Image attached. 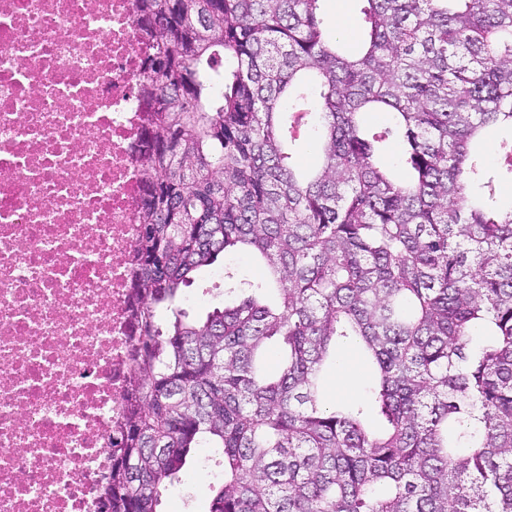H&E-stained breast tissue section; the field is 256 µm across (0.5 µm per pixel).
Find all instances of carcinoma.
<instances>
[{"instance_id": "1", "label": "carcinoma", "mask_w": 512, "mask_h": 512, "mask_svg": "<svg viewBox=\"0 0 512 512\" xmlns=\"http://www.w3.org/2000/svg\"><path fill=\"white\" fill-rule=\"evenodd\" d=\"M322 2L138 0L150 177L98 512H157L199 448L209 512H512V137L476 150L512 131V0H365L354 55ZM237 250L261 278L190 316ZM338 343L377 366L363 402L324 397ZM224 265H230L234 267L239 272L240 279H252L257 275V270L254 263L250 261L246 256L225 255L224 260L221 258L220 262L214 265L212 270H204L200 272L197 276V282L191 287L185 289L183 307L187 309L191 316L205 315V313L212 309V307L224 304V295L222 293L217 294V291H215L214 295L209 294L208 299L205 302L194 303L202 302L207 297L206 294H200L201 290L197 288L198 283H201L203 280L212 279L213 272L217 270L224 271ZM191 295H195L193 298L194 302H191L190 300Z\"/></svg>"}]
</instances>
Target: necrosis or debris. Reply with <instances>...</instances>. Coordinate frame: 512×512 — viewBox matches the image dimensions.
Listing matches in <instances>:
<instances>
[{
	"mask_svg": "<svg viewBox=\"0 0 512 512\" xmlns=\"http://www.w3.org/2000/svg\"><path fill=\"white\" fill-rule=\"evenodd\" d=\"M136 0H0V512H97L145 179Z\"/></svg>",
	"mask_w": 512,
	"mask_h": 512,
	"instance_id": "4bbe7bcc",
	"label": "necrosis or debris"
}]
</instances>
